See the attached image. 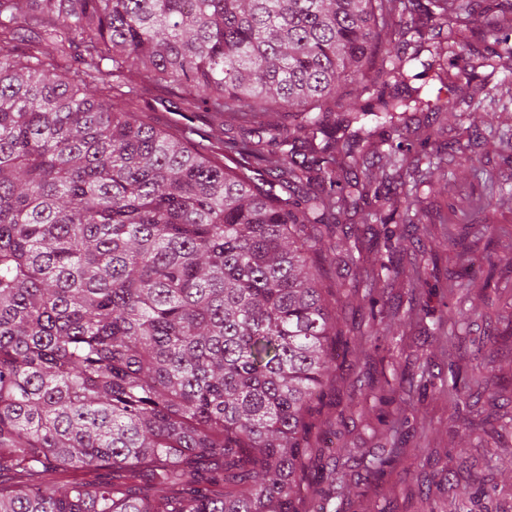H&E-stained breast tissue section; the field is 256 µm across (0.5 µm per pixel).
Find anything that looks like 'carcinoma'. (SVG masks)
Segmentation results:
<instances>
[{"label": "carcinoma", "mask_w": 512, "mask_h": 512, "mask_svg": "<svg viewBox=\"0 0 512 512\" xmlns=\"http://www.w3.org/2000/svg\"><path fill=\"white\" fill-rule=\"evenodd\" d=\"M508 27L469 0H0V512H341L320 411L336 373L380 350L387 310L368 292L365 346L348 348L345 283L324 285L316 251L384 199L367 229L382 226L380 269L399 274L390 225L423 217L394 195L401 172L441 171L409 159L448 112L429 73L455 93L469 38ZM373 71L374 102L330 121L341 83ZM149 88L258 140L216 153L157 129ZM271 112L296 124L258 121ZM410 392L380 387L387 430ZM448 395L471 415L501 392L450 364ZM404 455L360 465L381 478Z\"/></svg>", "instance_id": "1"}]
</instances>
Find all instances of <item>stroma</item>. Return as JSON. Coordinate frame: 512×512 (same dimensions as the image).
Masks as SVG:
<instances>
[{
	"mask_svg": "<svg viewBox=\"0 0 512 512\" xmlns=\"http://www.w3.org/2000/svg\"><path fill=\"white\" fill-rule=\"evenodd\" d=\"M499 58L495 72L471 69L468 58L458 61L460 84L467 92L477 91L481 83L512 85V30L498 45ZM144 115L151 125L164 129L173 125L191 132L219 131L222 120L211 112H180L175 101H160L152 93L145 94ZM512 134V106L471 110L465 107L448 113L429 150H446L453 140L469 142L473 166L461 167L456 162L444 165L440 182L415 184L413 173H406L400 193L417 191L428 210V221L419 225L402 242L404 251L401 277L381 282L387 305L399 307V317L386 320L389 344L374 355L369 363L378 380L402 376H420L422 371L447 373L448 355L456 353L462 368L475 361L488 363L491 378L502 390V412L512 414V336L495 316L494 288L485 284L487 276L496 281L512 280V233L508 236L483 239L473 243L461 223L469 218L474 224H501L512 230V158L500 152L499 137ZM500 177L496 212L473 210L469 192L481 189L483 171ZM466 254L476 270L474 280H458V287L469 289L473 305L462 320L457 335L433 336L428 332L435 316L444 311L450 297L448 273L457 269L458 254ZM364 263L356 272V286L347 288L336 307V321L346 336L355 333L354 324L364 312L367 277L371 267L387 258L383 246L363 250ZM494 333L497 340L475 354L472 339ZM339 397L332 409L331 448L339 463L349 474H358L361 456L392 445V436L377 421L379 404L377 387L368 385L365 377L350 375L338 381ZM412 415L402 430L404 445L412 462L409 470L374 478L359 476L352 484L343 507L345 512H423L420 500L422 477H429L430 501L438 504L448 499V484L443 469L458 471L464 476L458 492H474L468 476L497 484L498 490L472 506V512H503L512 506V454L495 457L478 453L479 442L463 417L448 402V389L436 386L427 391H413Z\"/></svg>",
	"mask_w": 512,
	"mask_h": 512,
	"instance_id": "obj_1",
	"label": "stroma"
}]
</instances>
